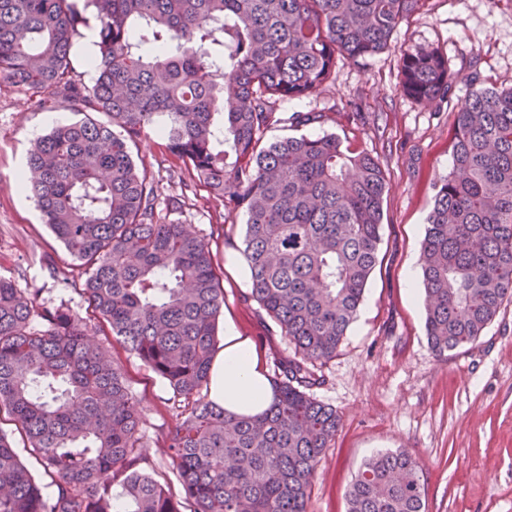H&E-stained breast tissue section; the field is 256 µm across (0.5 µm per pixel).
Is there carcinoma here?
Listing matches in <instances>:
<instances>
[{
  "label": "carcinoma",
  "instance_id": "cac0c4a2",
  "mask_svg": "<svg viewBox=\"0 0 512 512\" xmlns=\"http://www.w3.org/2000/svg\"><path fill=\"white\" fill-rule=\"evenodd\" d=\"M422 0H0V82L79 116L38 138L30 193L69 255L105 334L172 391L167 448L193 512H308L340 419L311 390L364 299L381 242L385 173L334 133L265 143L278 101L329 82L336 61L386 49ZM95 77L74 53L88 15ZM400 93L425 107L458 74L438 50L399 60ZM102 115L106 120L97 119ZM165 161L246 216L250 298L299 358L280 361L254 416L203 394L224 291L205 238L160 219L158 187L131 146L149 131ZM421 247L425 330L438 357L476 341L512 301V87L456 103L448 173L433 183ZM86 319L0 279V414L55 476L43 485L0 430V512H181L138 453L142 414ZM403 450L369 457L347 512H425Z\"/></svg>",
  "mask_w": 512,
  "mask_h": 512
}]
</instances>
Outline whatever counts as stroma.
Masks as SVG:
<instances>
[{"label": "stroma", "instance_id": "1", "mask_svg": "<svg viewBox=\"0 0 512 512\" xmlns=\"http://www.w3.org/2000/svg\"><path fill=\"white\" fill-rule=\"evenodd\" d=\"M440 50L460 79L447 101L427 108L400 95L398 61L414 46ZM485 86H512V0H423L421 10L394 32L388 49L356 66L337 62L319 92L277 105L278 124L265 130L274 141L302 132L336 133L344 145L377 157L388 177L382 240L359 317L335 357L320 361L324 382L314 396L336 410L341 425L309 490L308 512H346V491L365 459L380 450L404 449L425 480L426 512H512V303L473 343L436 356L424 326V293L418 263L436 178L451 163L455 104L471 89V75ZM358 105L360 118L349 117ZM296 112H326L325 123L294 129ZM62 105L35 109L27 96L0 84V278L27 289L46 305L65 304L87 315L79 288L61 277L74 262L44 223L17 176L37 137L70 121ZM163 141L142 138L132 152L158 187V211L191 225L209 243L224 290L218 332L235 328L251 337L267 371L293 356L277 325L249 300L251 284L241 253L244 216L225 212L204 186L175 203L183 171L163 165ZM107 345L143 414L145 465L161 482L175 484L164 442L178 423L164 381L129 355L118 338L88 332Z\"/></svg>", "mask_w": 512, "mask_h": 512}]
</instances>
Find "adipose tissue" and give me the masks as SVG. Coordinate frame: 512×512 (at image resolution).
Returning a JSON list of instances; mask_svg holds the SVG:
<instances>
[{
  "mask_svg": "<svg viewBox=\"0 0 512 512\" xmlns=\"http://www.w3.org/2000/svg\"><path fill=\"white\" fill-rule=\"evenodd\" d=\"M209 396L225 410L258 414L270 405L273 391L253 341L228 329L211 366Z\"/></svg>",
  "mask_w": 512,
  "mask_h": 512,
  "instance_id": "adipose-tissue-1",
  "label": "adipose tissue"
}]
</instances>
